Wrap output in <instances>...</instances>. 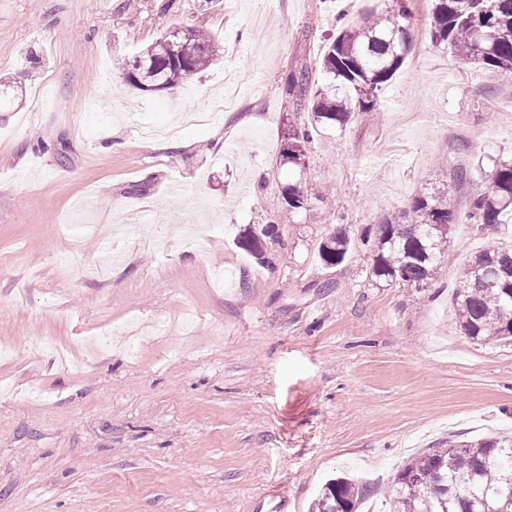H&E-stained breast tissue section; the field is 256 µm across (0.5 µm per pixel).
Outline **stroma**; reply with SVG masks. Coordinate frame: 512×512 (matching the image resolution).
I'll return each mask as SVG.
<instances>
[{
    "instance_id": "1",
    "label": "stroma",
    "mask_w": 512,
    "mask_h": 512,
    "mask_svg": "<svg viewBox=\"0 0 512 512\" xmlns=\"http://www.w3.org/2000/svg\"><path fill=\"white\" fill-rule=\"evenodd\" d=\"M414 48L380 110L316 136L306 208H272L292 67L386 0H0V512H311L361 477L391 512L411 460L512 435V343L463 336L453 292L490 239L459 214L427 288L361 239L453 170L512 160V73ZM211 66L160 93L116 63L172 28ZM275 224L262 258L237 243ZM353 239L323 265L334 226ZM104 329L67 367L30 354Z\"/></svg>"
}]
</instances>
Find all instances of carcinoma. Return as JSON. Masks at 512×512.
Instances as JSON below:
<instances>
[{
    "label": "carcinoma",
    "mask_w": 512,
    "mask_h": 512,
    "mask_svg": "<svg viewBox=\"0 0 512 512\" xmlns=\"http://www.w3.org/2000/svg\"><path fill=\"white\" fill-rule=\"evenodd\" d=\"M411 0H391L360 25L343 27L326 44L318 62L321 85L309 67L298 68L288 99L293 118L284 132L278 166L291 171L305 167V148L324 127H343L356 112L378 110L384 85L409 55L412 37L407 19ZM434 48H451L457 61L512 73V0H434L428 18ZM170 34L119 67L133 88L166 84L173 88L205 71L220 47L203 31L173 48ZM309 117H304V114ZM470 183L472 223L491 230L512 224V161L493 162L453 174L452 184L416 195L398 212L377 218L363 238L372 242L371 276L378 283L424 288L447 258L448 235L458 204L454 185ZM301 187H282L281 204L294 213L305 208ZM276 232L265 225L260 233L239 237L242 249L263 255L262 238ZM347 230L339 227L320 243L327 266L341 264L350 248ZM456 324L473 341L512 340V245L497 242L477 251L460 272L454 295ZM512 480V438L462 441L407 463L398 474L400 491L392 498L393 512H512V495L497 493ZM362 488L343 477L328 481L315 500L313 512H353Z\"/></svg>",
    "instance_id": "obj_1"
}]
</instances>
